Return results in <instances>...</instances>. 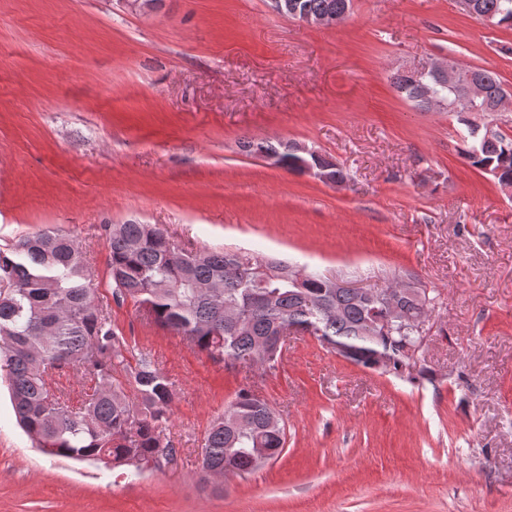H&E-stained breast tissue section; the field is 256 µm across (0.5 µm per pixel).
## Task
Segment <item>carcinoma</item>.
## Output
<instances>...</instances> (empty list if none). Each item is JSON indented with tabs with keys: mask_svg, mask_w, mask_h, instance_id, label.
<instances>
[{
	"mask_svg": "<svg viewBox=\"0 0 512 512\" xmlns=\"http://www.w3.org/2000/svg\"><path fill=\"white\" fill-rule=\"evenodd\" d=\"M353 0H302L312 16L342 21ZM476 14L512 27V0H473ZM480 84V111L490 112L503 85L488 69H464ZM396 91L423 111L431 103L417 91L412 77L397 72ZM464 126L461 139L468 164L480 171H500L497 183H512V137L496 131L490 137L456 113ZM243 148L261 156L278 155L282 169L299 172L292 144L254 143ZM342 184L346 171L332 157L315 150L307 155ZM108 274L112 298L131 300L161 330L186 337L214 362L243 365L253 360L259 338L280 326L316 337L345 358L374 368V356L388 357L397 373L409 366L407 350L415 344V320L430 315L426 290L413 297L392 283L373 302L331 287L323 276L281 262V274L257 280L251 270L266 259L249 252L179 247L158 224L128 221L107 227ZM202 284L216 286V300ZM407 315L403 324H387L388 304ZM0 367L7 372L12 406L19 425L43 453L58 458L94 461L107 467L159 468L176 453L168 436V406L174 386L154 357L131 353L122 332L112 324L109 303L93 287L85 253L70 234L41 231L19 238L0 250ZM72 367L91 383L78 410L53 392V375ZM243 413L246 430L232 424ZM286 424L257 393L240 390L213 421L203 438L200 479L249 472L268 463L285 448Z\"/></svg>",
	"mask_w": 512,
	"mask_h": 512,
	"instance_id": "1",
	"label": "carcinoma"
}]
</instances>
